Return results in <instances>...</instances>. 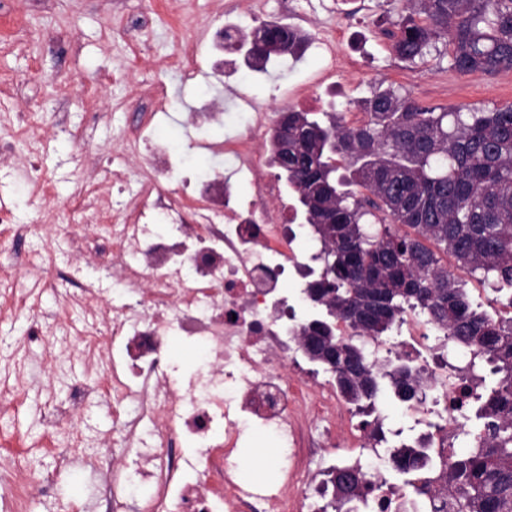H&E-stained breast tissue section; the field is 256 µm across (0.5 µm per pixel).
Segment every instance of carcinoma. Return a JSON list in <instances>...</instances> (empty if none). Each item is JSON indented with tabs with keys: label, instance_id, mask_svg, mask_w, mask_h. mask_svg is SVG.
I'll return each instance as SVG.
<instances>
[{
	"label": "carcinoma",
	"instance_id": "1",
	"mask_svg": "<svg viewBox=\"0 0 512 512\" xmlns=\"http://www.w3.org/2000/svg\"><path fill=\"white\" fill-rule=\"evenodd\" d=\"M388 32L392 50L415 63L445 47L449 65L468 74L512 70V0H407ZM367 120L346 126L328 112L288 111L271 161L288 144V187L323 245V268L306 293L318 315L303 330L307 358L331 371L358 410L372 414L380 393L422 378L400 357L369 360L353 338L339 339L340 317L361 336L381 337L409 311L426 314L490 367L493 379L471 392L461 429L486 428L479 445L455 453L448 478L462 484L461 512H512V319L474 303L439 253L491 281L512 306V106L437 109L389 86L361 101ZM352 161L336 179L334 157ZM375 221L366 224L363 219ZM402 475L421 468L422 451L388 449ZM332 497L321 512L361 502L377 487L362 466L332 469Z\"/></svg>",
	"mask_w": 512,
	"mask_h": 512
}]
</instances>
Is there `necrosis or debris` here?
Segmentation results:
<instances>
[{
    "instance_id": "obj_1",
    "label": "necrosis or debris",
    "mask_w": 512,
    "mask_h": 512,
    "mask_svg": "<svg viewBox=\"0 0 512 512\" xmlns=\"http://www.w3.org/2000/svg\"><path fill=\"white\" fill-rule=\"evenodd\" d=\"M240 99L238 132L224 141L230 167L193 184L194 208L164 194L163 180L183 162L157 145L143 157L137 180L113 170V183L134 191L112 214L99 211L94 180L71 197L74 208L102 225L101 242L62 224L44 225V239L65 242L68 258L106 264L137 297L132 307L112 305L96 283L61 274L46 281L60 302L53 335H80L82 354L98 372L92 385L75 387L50 427L77 433L85 400L111 397L120 442L138 457L132 464L107 453L95 459L112 512H127L128 493L141 486L149 495L139 512H319L296 479L326 475L333 443L348 459L367 460L368 476L380 486L374 512H456L453 481L416 490L389 477L371 427L335 381L303 368L302 330L314 308L305 293L289 295L287 275H314L307 248L313 230L285 205L286 190L269 172L263 148L275 123L261 108V93L250 87ZM396 333L359 343L373 360L382 353L412 358L436 391L433 403L412 399L401 411L414 421L430 467L446 470L458 441L457 415L477 384L469 370L473 354L460 349L444 357L445 331L416 312L404 315ZM180 337L195 339L208 354L205 374L181 391L163 368L168 341ZM129 405L137 417L123 415ZM255 427L287 450L273 491L244 483L231 459L237 438ZM185 437L196 441L197 459L179 453Z\"/></svg>"
}]
</instances>
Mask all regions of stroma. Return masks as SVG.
<instances>
[{
  "label": "stroma",
  "mask_w": 512,
  "mask_h": 512,
  "mask_svg": "<svg viewBox=\"0 0 512 512\" xmlns=\"http://www.w3.org/2000/svg\"><path fill=\"white\" fill-rule=\"evenodd\" d=\"M371 2V11L346 47L358 59L359 68L338 70L335 91H327L315 80L317 67L337 69L335 58L328 56L319 62L306 53L269 65L264 75L267 94L276 95L286 85L302 83L309 96L318 100L316 112L340 115L358 111L361 98L388 85L427 106H512V71L463 75L450 68L447 57L435 54L414 64L400 60L377 21L382 17L397 21L407 2ZM185 3L181 12L175 0H54L48 9L37 7L34 0H0V23L19 21L24 26L19 45L0 41V74L15 80L11 86L0 84V133L22 125L26 110L40 112L46 122L47 146L29 163L55 180L59 196L58 201L45 202L31 195L24 175L29 163L23 156L0 160V206L9 209L15 223L61 222L60 205L67 203L77 184L111 172L114 151L143 113L155 112L152 136L165 141L176 155L209 135L208 130L196 129L190 118L189 105L198 86L209 87L224 111H232L237 93L256 76L236 54H225L220 77L210 75L207 62L191 80L165 66L166 57L177 49L171 34L181 16L195 21L196 39L204 44L211 20L224 19L232 7L230 0ZM59 29L76 39L77 54L48 44L47 33ZM137 37L142 40L144 65L128 74L124 65ZM160 84L167 91L163 103L152 93ZM94 85L109 103L99 115L82 98L83 89ZM29 326L28 312L14 311L0 300V382L20 380L23 394L12 424L0 430V456L23 455L27 466L45 478L42 493L31 499L24 512H66L72 504L77 512H105L100 499L92 495L102 477L87 458L75 457L64 466L57 449L44 445L47 416L67 399L74 385L91 382L94 373L80 358L77 340L49 352L38 345L25 347ZM79 420L86 447L109 449L117 459H124L126 449L112 445L111 401L96 399L82 410ZM237 452L250 457L254 482L263 484L273 477L267 463L278 450L266 434L252 432L239 442Z\"/></svg>",
  "instance_id": "35a3bbf8"
}]
</instances>
